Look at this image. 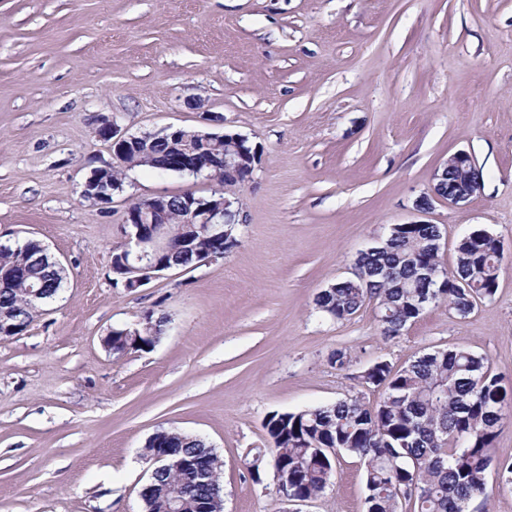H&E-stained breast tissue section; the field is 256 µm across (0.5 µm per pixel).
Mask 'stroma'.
<instances>
[{"instance_id": "obj_1", "label": "stroma", "mask_w": 512, "mask_h": 512, "mask_svg": "<svg viewBox=\"0 0 512 512\" xmlns=\"http://www.w3.org/2000/svg\"><path fill=\"white\" fill-rule=\"evenodd\" d=\"M206 111L259 151L234 189L237 246L115 286L129 205L217 184L137 168L91 205L82 185L112 159L91 116L139 135L202 128ZM459 150L481 194L417 213ZM417 220L439 225L448 270L466 232L502 241L492 300L465 317L428 306L388 341L375 302L318 313L360 251ZM0 237L41 241L67 273L24 332L0 336V512H143L144 446L171 428L223 461L224 512H281L271 472L248 465L273 445L270 414L377 404L370 365L453 347L512 386V0H0ZM148 310L169 320L159 343L112 354L105 336ZM365 497L363 465L343 454L302 512H366Z\"/></svg>"}]
</instances>
